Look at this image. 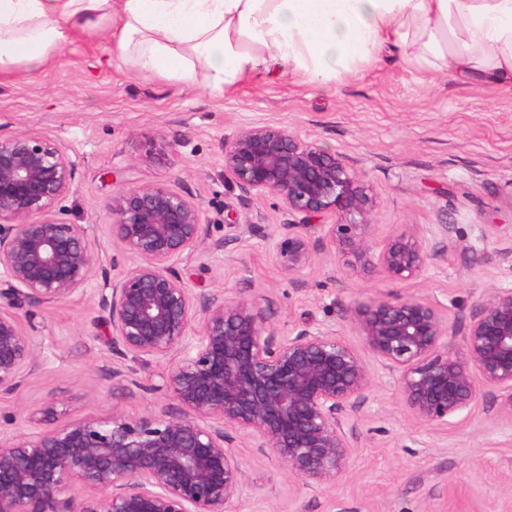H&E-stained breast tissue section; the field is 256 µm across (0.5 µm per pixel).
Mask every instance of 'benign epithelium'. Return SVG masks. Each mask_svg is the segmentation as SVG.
<instances>
[{
	"instance_id": "benign-epithelium-1",
	"label": "benign epithelium",
	"mask_w": 512,
	"mask_h": 512,
	"mask_svg": "<svg viewBox=\"0 0 512 512\" xmlns=\"http://www.w3.org/2000/svg\"><path fill=\"white\" fill-rule=\"evenodd\" d=\"M224 173L245 198L278 200L282 220L265 240L294 286L325 252L405 283L424 279L448 249L446 224L376 237L373 198L342 156L284 127L224 136ZM75 175L57 143L0 137V393L41 366L40 342L26 329L32 308L85 293L99 270L94 296L113 359L168 360L149 387L168 403L64 422L40 409L39 431L0 436V512H231L245 488L241 441L302 484L332 487L384 374L406 415L429 429L470 412L484 388L512 415V288L473 303L456 350L448 308L428 295L388 291L351 303L346 318L375 370L334 326L274 321L263 294L189 288L177 263L205 252L209 225L201 205L166 182L112 195V256L103 262L86 225L57 217ZM224 229L232 242L261 225ZM128 255L138 262L126 265Z\"/></svg>"
}]
</instances>
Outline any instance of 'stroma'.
Here are the masks:
<instances>
[{
	"label": "stroma",
	"mask_w": 512,
	"mask_h": 512,
	"mask_svg": "<svg viewBox=\"0 0 512 512\" xmlns=\"http://www.w3.org/2000/svg\"><path fill=\"white\" fill-rule=\"evenodd\" d=\"M107 33L77 43L43 71H16L0 84V135L29 131L57 142L77 165L64 217L86 224L101 256L112 253L106 203L127 185L167 182L202 206L211 240L229 218L278 223L277 200H249L224 173V137L272 124L336 150L375 198L377 236L401 224L448 226V255L403 294L426 293L463 326L472 303L512 288V90L461 84L416 61L382 56L355 75L321 87L291 75L258 76L230 93L190 90L130 65L100 69ZM165 140L167 160L146 159L145 138ZM506 258L489 263L488 251ZM195 292L230 288L267 295L272 318L335 325L354 347L348 305L390 290L342 258L323 254L302 287L283 280L262 235L184 258ZM43 364L18 389L0 394V430L38 431L19 410L55 402L59 420L142 411L163 363L117 365L93 294L42 305L32 330ZM247 495L236 512H512V417L485 393L448 428L432 432L404 414L392 382L377 387L358 425V446L335 489L296 483L274 459L241 450Z\"/></svg>",
	"instance_id": "obj_1"
}]
</instances>
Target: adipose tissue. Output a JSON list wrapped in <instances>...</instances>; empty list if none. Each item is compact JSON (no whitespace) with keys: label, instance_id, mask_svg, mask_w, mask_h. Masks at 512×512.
Masks as SVG:
<instances>
[{"label":"adipose tissue","instance_id":"ef3b65f1","mask_svg":"<svg viewBox=\"0 0 512 512\" xmlns=\"http://www.w3.org/2000/svg\"><path fill=\"white\" fill-rule=\"evenodd\" d=\"M106 26L99 67L130 62L218 94L259 74L327 85L386 50L512 89V0H0V77Z\"/></svg>","mask_w":512,"mask_h":512}]
</instances>
